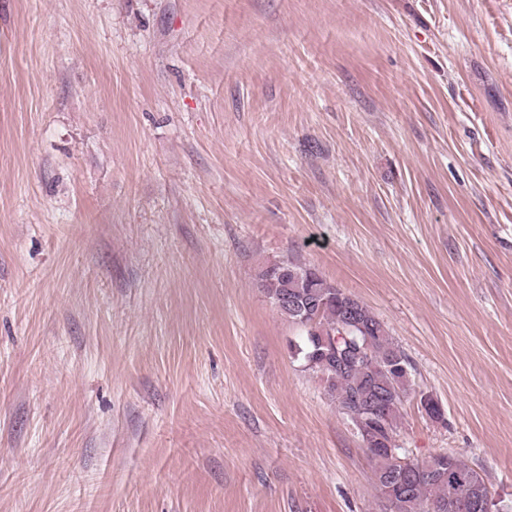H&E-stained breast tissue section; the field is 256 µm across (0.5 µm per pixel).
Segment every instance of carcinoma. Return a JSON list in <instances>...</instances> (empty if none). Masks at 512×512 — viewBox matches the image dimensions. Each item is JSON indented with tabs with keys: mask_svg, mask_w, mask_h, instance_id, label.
<instances>
[{
	"mask_svg": "<svg viewBox=\"0 0 512 512\" xmlns=\"http://www.w3.org/2000/svg\"><path fill=\"white\" fill-rule=\"evenodd\" d=\"M257 278L277 312L302 330L296 355L321 376L359 439L380 447L370 456L372 477L389 512H487L484 478L456 455L415 463L400 484V448L393 455L384 448L410 394V363L375 313L305 264L274 262Z\"/></svg>",
	"mask_w": 512,
	"mask_h": 512,
	"instance_id": "1",
	"label": "carcinoma"
}]
</instances>
